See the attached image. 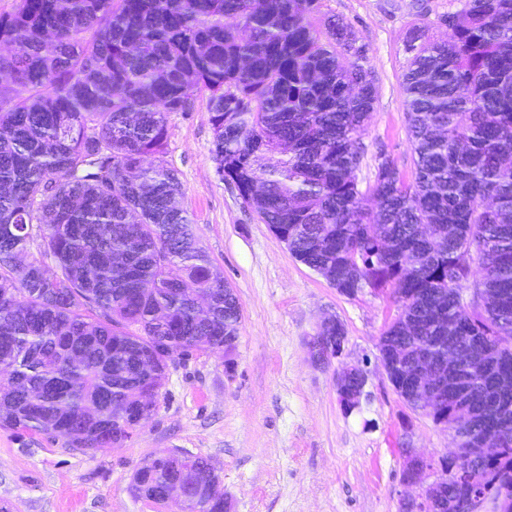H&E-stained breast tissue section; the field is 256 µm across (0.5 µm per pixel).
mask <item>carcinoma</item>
Masks as SVG:
<instances>
[{"instance_id": "carcinoma-1", "label": "carcinoma", "mask_w": 512, "mask_h": 512, "mask_svg": "<svg viewBox=\"0 0 512 512\" xmlns=\"http://www.w3.org/2000/svg\"><path fill=\"white\" fill-rule=\"evenodd\" d=\"M16 2L0 14V429L120 445L170 362L239 335L238 298L162 159L169 114L202 98L242 203L340 293L392 285L380 353L407 377L446 337L433 360L448 386L467 378L468 425L498 420L512 449V384L494 385L512 378V0H459L446 39L409 41L414 171L379 157L365 191L374 76L349 24L315 27L321 0ZM208 471L155 457L134 486ZM483 472L496 494L512 452ZM212 483L181 512H224ZM470 492L448 484L444 512H467Z\"/></svg>"}]
</instances>
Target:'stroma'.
Returning <instances> with one entry per match:
<instances>
[{"instance_id":"1","label":"stroma","mask_w":512,"mask_h":512,"mask_svg":"<svg viewBox=\"0 0 512 512\" xmlns=\"http://www.w3.org/2000/svg\"><path fill=\"white\" fill-rule=\"evenodd\" d=\"M450 0H322L325 15L349 23L368 50L374 109L356 172L373 178L377 149L405 174L414 170L402 86L413 32L441 40ZM165 158L184 185L182 204L211 264L241 307L236 350L200 352L169 367L155 414L116 448L84 453L45 434L0 430V512H179L137 496L133 478L167 452L210 461L234 512H398L423 494L404 483L405 446L441 460L448 428L411 408L384 370L379 340L396 317L393 290L339 293L297 261L216 171L205 101L168 118ZM336 317L348 337L331 365L310 359L321 321ZM367 374L358 409L344 412L335 374Z\"/></svg>"}]
</instances>
